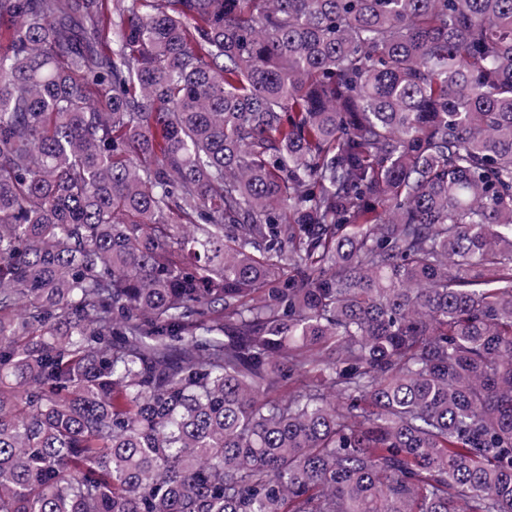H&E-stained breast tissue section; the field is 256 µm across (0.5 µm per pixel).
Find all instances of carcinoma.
I'll return each mask as SVG.
<instances>
[{
    "instance_id": "carcinoma-1",
    "label": "carcinoma",
    "mask_w": 512,
    "mask_h": 512,
    "mask_svg": "<svg viewBox=\"0 0 512 512\" xmlns=\"http://www.w3.org/2000/svg\"><path fill=\"white\" fill-rule=\"evenodd\" d=\"M0 512H512V0H0Z\"/></svg>"
}]
</instances>
